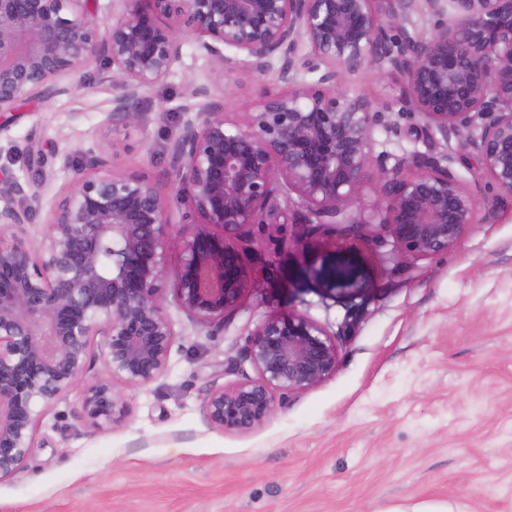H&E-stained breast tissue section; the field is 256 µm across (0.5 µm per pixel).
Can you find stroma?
Listing matches in <instances>:
<instances>
[{
	"label": "stroma",
	"mask_w": 512,
	"mask_h": 512,
	"mask_svg": "<svg viewBox=\"0 0 512 512\" xmlns=\"http://www.w3.org/2000/svg\"><path fill=\"white\" fill-rule=\"evenodd\" d=\"M210 69L186 43L173 73L136 103L147 126L114 133L121 168L166 183L165 149ZM83 81L0 118V169L45 204L98 147L96 129L118 93L103 65ZM224 85L231 117L282 88L273 69ZM376 138L378 150L399 157L446 150L438 135ZM33 148L46 173L34 183ZM475 165L469 158L451 169L481 201L477 224L448 253L400 265L367 241L307 231L290 197L289 247L269 268L260 253L247 256L264 273L224 330L170 308L178 337L165 372L128 389V415L108 430L88 425L79 391L53 403L23 466L0 479V512H410L421 503L512 512V199L475 182ZM287 313L335 341V373L289 395L252 432L211 427L208 393L256 375L248 331Z\"/></svg>",
	"instance_id": "1"
}]
</instances>
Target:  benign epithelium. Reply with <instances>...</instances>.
Masks as SVG:
<instances>
[{"instance_id":"benign-epithelium-1","label":"benign epithelium","mask_w":512,"mask_h":512,"mask_svg":"<svg viewBox=\"0 0 512 512\" xmlns=\"http://www.w3.org/2000/svg\"><path fill=\"white\" fill-rule=\"evenodd\" d=\"M0 0V115L34 97L80 87L104 61L120 89L101 136L143 128L135 104L181 61L185 37L228 74H264L278 60L284 90L236 118L195 88L168 160V190L115 163L112 148L83 153L74 179L42 210L27 184L0 170V479L34 447L48 406L83 382L95 337L111 379L84 386L88 424L124 419L132 388L167 368L179 336L174 304L192 323L224 329L256 285L242 254L271 265L288 248L295 194L310 231L390 247L396 263L448 253L477 223L480 200L448 167L477 158L474 180L512 198V0ZM426 10L428 32L410 31ZM306 43L310 51L300 56ZM399 75L402 93L376 103L353 89L366 71ZM316 73L312 82L303 73ZM443 141V160L376 151L380 130L400 120ZM30 181L45 177L29 154ZM376 200L362 203L366 190ZM44 213L38 245L26 226ZM180 263L168 280V258ZM256 377L215 388L203 412L210 426L246 434L265 424L289 394L336 371L338 349L298 315H271L250 332Z\"/></svg>"}]
</instances>
